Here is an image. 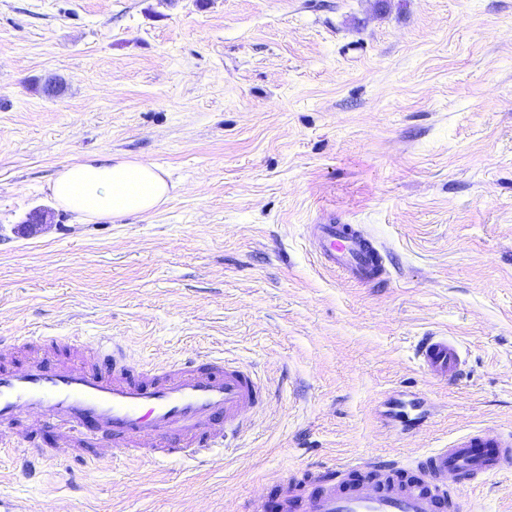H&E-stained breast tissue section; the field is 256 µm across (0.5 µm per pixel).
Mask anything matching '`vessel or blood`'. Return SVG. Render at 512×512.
<instances>
[{"mask_svg":"<svg viewBox=\"0 0 512 512\" xmlns=\"http://www.w3.org/2000/svg\"><path fill=\"white\" fill-rule=\"evenodd\" d=\"M312 248L321 263L361 284L385 282L380 249L355 224H313ZM415 357L424 374L455 383L465 356L446 336L423 337ZM255 371L216 356H190L150 369L134 368L111 337L88 345L80 362L41 350L24 368L0 365V455L17 442L11 428L25 410L61 425L62 447L83 464L145 450L157 464L171 459L207 463L242 430L245 409L267 400ZM512 461V435L476 429L418 458L408 469L393 460L351 464L353 479L336 482L319 471L307 481L284 477L282 512H455L452 484L477 480ZM316 490H308V482Z\"/></svg>","mask_w":512,"mask_h":512,"instance_id":"b4317fda","label":"vessel or blood"}]
</instances>
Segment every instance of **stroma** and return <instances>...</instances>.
Returning a JSON list of instances; mask_svg holds the SVG:
<instances>
[{
	"instance_id": "35a3bbf8",
	"label": "stroma",
	"mask_w": 512,
	"mask_h": 512,
	"mask_svg": "<svg viewBox=\"0 0 512 512\" xmlns=\"http://www.w3.org/2000/svg\"><path fill=\"white\" fill-rule=\"evenodd\" d=\"M91 156L162 167L169 199L78 222L48 184ZM329 221L374 238L386 285L321 266ZM431 333L463 346L459 385L419 368ZM42 334L221 354L269 394L202 466H85L44 422L33 478L0 464V497L37 510L279 512L281 475L512 434V0H0V362ZM456 495L512 512V462Z\"/></svg>"
}]
</instances>
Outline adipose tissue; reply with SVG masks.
<instances>
[{
	"label": "adipose tissue",
	"instance_id": "1",
	"mask_svg": "<svg viewBox=\"0 0 512 512\" xmlns=\"http://www.w3.org/2000/svg\"><path fill=\"white\" fill-rule=\"evenodd\" d=\"M171 189L162 167L114 157L66 165L50 185L56 204L84 221L149 212L167 200Z\"/></svg>",
	"mask_w": 512,
	"mask_h": 512
}]
</instances>
